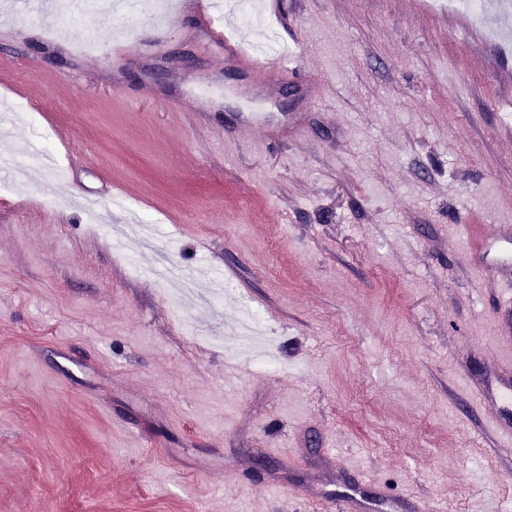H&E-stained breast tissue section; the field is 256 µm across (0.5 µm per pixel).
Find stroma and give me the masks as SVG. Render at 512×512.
Returning <instances> with one entry per match:
<instances>
[{
	"label": "stroma",
	"mask_w": 512,
	"mask_h": 512,
	"mask_svg": "<svg viewBox=\"0 0 512 512\" xmlns=\"http://www.w3.org/2000/svg\"><path fill=\"white\" fill-rule=\"evenodd\" d=\"M39 4L0 0V512H512L478 400L512 324L467 255L512 225V43L428 0H280L288 70L251 71L180 0L89 51Z\"/></svg>",
	"instance_id": "obj_1"
}]
</instances>
